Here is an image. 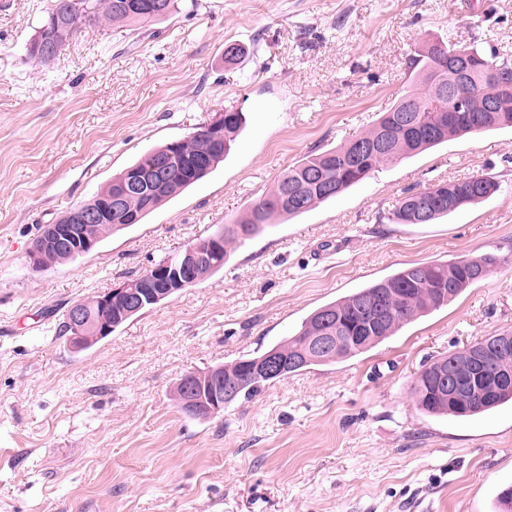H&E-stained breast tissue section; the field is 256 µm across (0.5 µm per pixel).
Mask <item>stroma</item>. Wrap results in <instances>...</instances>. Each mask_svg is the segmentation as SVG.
<instances>
[{
    "instance_id": "obj_1",
    "label": "stroma",
    "mask_w": 512,
    "mask_h": 512,
    "mask_svg": "<svg viewBox=\"0 0 512 512\" xmlns=\"http://www.w3.org/2000/svg\"><path fill=\"white\" fill-rule=\"evenodd\" d=\"M51 0H0V512H495L512 485V406L425 415L430 360L512 332V262L378 346L192 419L185 374L256 355L307 316L413 263L512 255V128L386 166L282 218L224 267L86 350L74 302L141 276L244 214L288 167L369 127L425 41L512 52V0H180L135 30L87 27L49 65L27 46ZM242 47L231 64L227 45ZM228 110L246 126L218 168L90 253L40 275V228L147 150ZM494 177L488 200L394 224L436 180ZM424 188L423 190H426ZM410 191L396 201L388 219L394 224H422L419 222L418 212L414 207L413 200L425 197V192Z\"/></svg>"
}]
</instances>
